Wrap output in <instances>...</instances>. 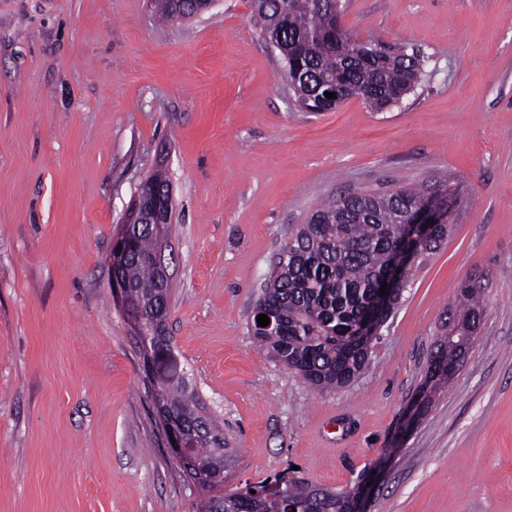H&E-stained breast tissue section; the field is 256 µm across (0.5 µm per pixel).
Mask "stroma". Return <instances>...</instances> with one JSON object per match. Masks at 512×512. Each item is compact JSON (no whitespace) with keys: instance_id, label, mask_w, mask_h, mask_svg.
<instances>
[{"instance_id":"obj_1","label":"stroma","mask_w":512,"mask_h":512,"mask_svg":"<svg viewBox=\"0 0 512 512\" xmlns=\"http://www.w3.org/2000/svg\"><path fill=\"white\" fill-rule=\"evenodd\" d=\"M342 24L418 52L414 92L300 111L249 0L169 23L147 0H0V512H198L110 288L159 165L167 333L235 451L225 492L293 474L364 512H512V0H348ZM442 173L448 240L360 377L322 393L256 348L259 289L318 201ZM468 278L479 332L411 419ZM163 190H170V181L165 170L160 168L156 169L140 184L137 194L138 197L123 215L121 224H132V220L140 209V201L142 202V207L146 212L145 218L151 221L154 220L153 208L155 203L164 195L162 192Z\"/></svg>"}]
</instances>
